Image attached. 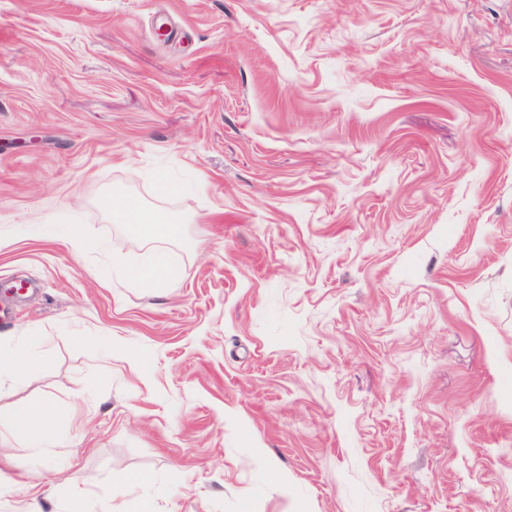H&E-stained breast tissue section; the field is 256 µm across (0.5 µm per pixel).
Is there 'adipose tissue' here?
<instances>
[{"mask_svg": "<svg viewBox=\"0 0 512 512\" xmlns=\"http://www.w3.org/2000/svg\"><path fill=\"white\" fill-rule=\"evenodd\" d=\"M111 212L117 223L137 219L139 230L154 241L174 240L181 234L180 226L171 220L142 215L140 203L131 197L112 202ZM59 415L57 405L47 401L29 406L0 403V446L18 443L38 452L58 447Z\"/></svg>", "mask_w": 512, "mask_h": 512, "instance_id": "1", "label": "adipose tissue"}]
</instances>
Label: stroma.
I'll use <instances>...</instances> for the list:
<instances>
[{
  "instance_id": "obj_1",
  "label": "stroma",
  "mask_w": 512,
  "mask_h": 512,
  "mask_svg": "<svg viewBox=\"0 0 512 512\" xmlns=\"http://www.w3.org/2000/svg\"><path fill=\"white\" fill-rule=\"evenodd\" d=\"M36 224L86 238H0L49 358L0 387L64 445L0 447V512H512V0H0ZM139 230L153 241H170L180 237L181 228L167 218L141 216L137 222ZM113 269L119 275L144 284H161L172 276L167 257L162 253L157 254L150 263L143 266L128 268L115 266Z\"/></svg>"
}]
</instances>
